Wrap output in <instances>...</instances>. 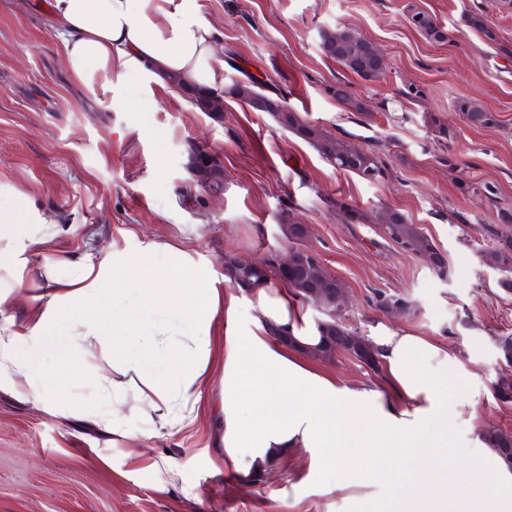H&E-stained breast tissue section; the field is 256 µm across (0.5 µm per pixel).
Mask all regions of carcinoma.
Listing matches in <instances>:
<instances>
[{
	"instance_id": "cac0c4a2",
	"label": "carcinoma",
	"mask_w": 512,
	"mask_h": 512,
	"mask_svg": "<svg viewBox=\"0 0 512 512\" xmlns=\"http://www.w3.org/2000/svg\"><path fill=\"white\" fill-rule=\"evenodd\" d=\"M417 27L429 40L440 42L447 39L444 29L434 25L427 16L419 21ZM332 40H334L332 44L321 43L323 53L327 57L365 80L378 78L379 70L373 58L375 48L365 38L350 29L338 28L334 31ZM224 94L237 98L248 105L255 98L265 97L264 93L253 86L237 80L231 81V84L224 89ZM333 97L351 112L364 111L363 103L355 99L346 88H334ZM268 102L269 107L266 112L276 124L308 143L333 167L367 180L375 179L383 173L380 161L375 154L366 153L360 157H354L351 154L349 142L332 135L321 125L306 119L302 113L289 107L286 100L270 97ZM457 109L472 125L485 127L496 122L494 114L474 100L458 101ZM347 214L352 223L365 221L370 224L386 226L385 237L395 244L407 245L408 252L416 256L437 257L438 262L436 266L432 267V270L439 276L447 274L445 260L441 257V252L432 239L425 235L418 225L409 222L402 212L383 208L369 216L358 210L349 209ZM499 220L503 224V228L493 231L494 245L485 251L483 259L486 266L500 273L499 288L507 294H512V211L502 210L499 213ZM280 234L288 242L297 244L308 237V233L302 228V225L295 221L289 212L281 213ZM225 269V275L229 280L242 290L260 284L271 276H277L272 268L239 274L227 263ZM328 276L329 273L321 265L302 266L297 269L290 281L284 282V285L301 301L316 307L319 304L318 299L307 294V291L326 283L337 290L343 287V283L339 279L330 280ZM319 329L322 335L327 337V343L322 347V356L326 357L333 352L344 351L367 365L376 363V352L370 342L364 337L355 338V332L348 329L346 325L329 317L319 322ZM481 432L499 456L502 457L512 452L511 430L489 427L481 429Z\"/></svg>"
}]
</instances>
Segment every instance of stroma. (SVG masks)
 <instances>
[{"label":"stroma","mask_w":512,"mask_h":512,"mask_svg":"<svg viewBox=\"0 0 512 512\" xmlns=\"http://www.w3.org/2000/svg\"><path fill=\"white\" fill-rule=\"evenodd\" d=\"M220 33L225 79L261 85L333 135L380 157L376 182L336 169L268 113L225 98L221 120L200 112L187 95L145 76L129 75L119 94L88 93L69 77L60 39L48 21L51 0H0V203L26 204L30 219L51 215L63 233L54 260L117 249L138 256L147 241H173L192 262L224 275V256L257 257L284 247L280 214L293 210L310 228L307 243L346 286L343 311L361 336L406 326L447 339L464 362L499 371L494 339L512 335V294L482 261L512 210V0H197ZM424 13L448 34L433 42L413 24ZM480 14L492 36L467 26ZM352 29L383 53L382 76L366 80L326 57L319 32ZM345 84L364 113L346 110L327 87ZM478 101L497 125L477 127L456 109ZM448 124L437 139L425 121ZM219 152L224 191L201 190L187 167L189 143ZM486 183L491 197L462 194L461 181ZM344 202L338 210L336 202ZM401 211L444 255L448 272L405 254L377 225L347 220L352 208ZM41 259L8 311L25 333L30 296L44 293ZM123 304L135 317L171 327L176 305L156 309L137 279L117 274ZM402 299L405 312L376 305L378 294ZM70 325L60 326L31 357L34 375L61 397L81 396L96 408V388L110 367L78 364ZM212 385L194 422L141 437L145 406L128 394L120 420L128 436L84 419L63 418L0 391V512H409L394 488L379 494L323 496L316 484L335 473H312L301 454H283L265 468L243 456L247 473L212 467L224 453L220 412L224 346L210 362ZM195 464H187V457ZM179 463L176 477L166 473Z\"/></svg>","instance_id":"obj_1"}]
</instances>
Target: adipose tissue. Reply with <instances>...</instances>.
<instances>
[{
	"label": "adipose tissue",
	"mask_w": 512,
	"mask_h": 512,
	"mask_svg": "<svg viewBox=\"0 0 512 512\" xmlns=\"http://www.w3.org/2000/svg\"><path fill=\"white\" fill-rule=\"evenodd\" d=\"M49 20L61 36L69 76L87 90L115 87L130 73L177 91L224 85L218 32L196 0H53ZM58 232L53 219L32 223L18 210L0 211V266L12 275L11 286L0 287V308L21 288L31 259L47 256ZM143 250L164 252L173 261L146 281L151 296L176 294L184 286L197 292L182 309L188 323L182 335L116 311L120 294L112 286L113 272L139 274L126 255H80L68 276L48 263L46 297L35 306L27 332L0 326V390L38 401L53 414L74 415L71 403L40 385L27 359L40 352L46 336L69 323L82 364L103 361L113 373L132 372L143 381L150 433L191 424L210 388L208 363L221 298L210 286V271L189 262L184 250L156 242ZM245 297L255 309L250 326L243 330L233 320L224 322L225 471L239 472L244 449L256 461L284 449L299 451L312 470L342 471L343 481L318 486V493L330 494L379 488L387 473L407 463L414 475L413 512H512V470L474 425L469 388L481 374L448 343L405 327L386 331L371 339L380 384L349 383L318 366L322 336L288 289L272 279ZM448 378L461 387L453 400L442 387ZM361 428L375 435L371 467L347 455L351 434ZM468 464L476 470L464 489L456 477Z\"/></svg>",
	"instance_id": "ef3b65f1"
}]
</instances>
